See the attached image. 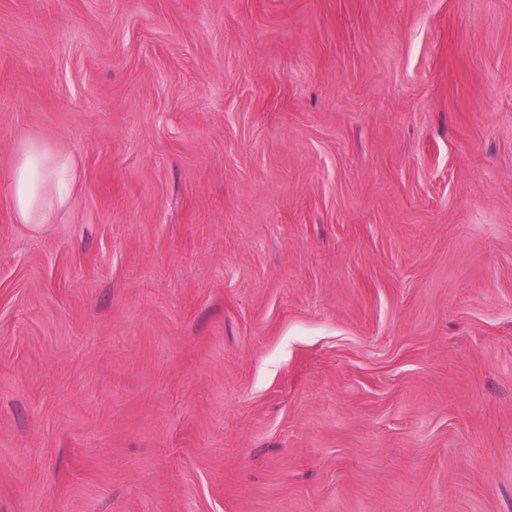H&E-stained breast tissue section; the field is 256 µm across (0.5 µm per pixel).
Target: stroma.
Returning <instances> with one entry per match:
<instances>
[{"instance_id": "stroma-1", "label": "stroma", "mask_w": 512, "mask_h": 512, "mask_svg": "<svg viewBox=\"0 0 512 512\" xmlns=\"http://www.w3.org/2000/svg\"><path fill=\"white\" fill-rule=\"evenodd\" d=\"M0 512H512V0H0ZM79 170L68 155L54 152L39 141H28L18 151L12 172L10 198L20 224H51L58 209L75 198Z\"/></svg>"}]
</instances>
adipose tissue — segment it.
I'll use <instances>...</instances> for the list:
<instances>
[{
	"mask_svg": "<svg viewBox=\"0 0 512 512\" xmlns=\"http://www.w3.org/2000/svg\"><path fill=\"white\" fill-rule=\"evenodd\" d=\"M79 181L76 162L45 144L30 141L21 146L12 172L10 198L20 224H50L58 209L73 201Z\"/></svg>",
	"mask_w": 512,
	"mask_h": 512,
	"instance_id": "1",
	"label": "adipose tissue"
}]
</instances>
